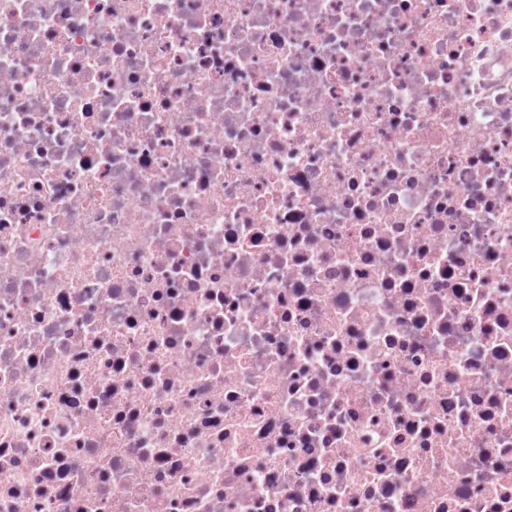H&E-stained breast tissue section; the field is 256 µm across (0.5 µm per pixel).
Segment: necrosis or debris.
Masks as SVG:
<instances>
[{"mask_svg":"<svg viewBox=\"0 0 512 512\" xmlns=\"http://www.w3.org/2000/svg\"><path fill=\"white\" fill-rule=\"evenodd\" d=\"M0 512H512V0H0Z\"/></svg>","mask_w":512,"mask_h":512,"instance_id":"4bbe7bcc","label":"necrosis or debris"}]
</instances>
